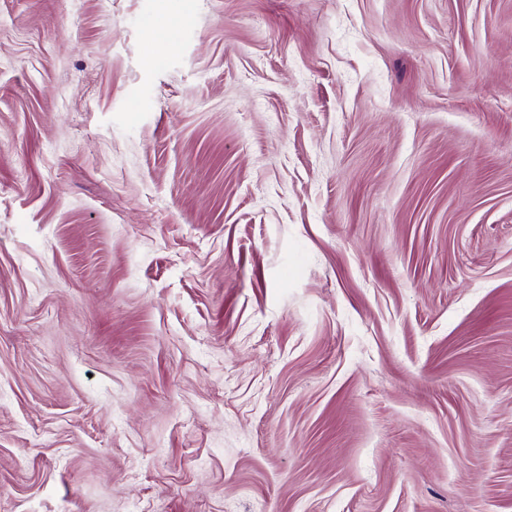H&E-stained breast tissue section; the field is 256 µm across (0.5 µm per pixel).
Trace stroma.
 I'll use <instances>...</instances> for the list:
<instances>
[{"mask_svg":"<svg viewBox=\"0 0 512 512\" xmlns=\"http://www.w3.org/2000/svg\"><path fill=\"white\" fill-rule=\"evenodd\" d=\"M0 512H512V0H0Z\"/></svg>","mask_w":512,"mask_h":512,"instance_id":"1","label":"stroma"}]
</instances>
